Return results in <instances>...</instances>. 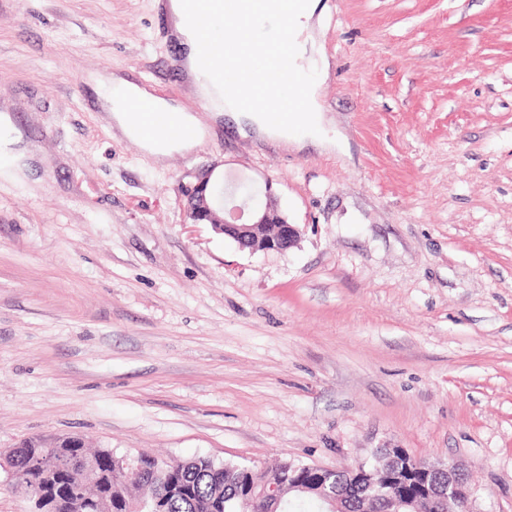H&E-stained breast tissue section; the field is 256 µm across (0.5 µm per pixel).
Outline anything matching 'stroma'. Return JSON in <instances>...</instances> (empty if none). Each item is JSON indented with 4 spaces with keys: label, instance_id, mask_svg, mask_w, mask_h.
I'll list each match as a JSON object with an SVG mask.
<instances>
[{
    "label": "stroma",
    "instance_id": "stroma-1",
    "mask_svg": "<svg viewBox=\"0 0 512 512\" xmlns=\"http://www.w3.org/2000/svg\"><path fill=\"white\" fill-rule=\"evenodd\" d=\"M318 102L348 154L239 137L184 75L164 0H0V451L77 435L119 455L262 470L374 449L454 461L512 512V0H320ZM94 73L209 130L156 164ZM271 188L289 251L185 223Z\"/></svg>",
    "mask_w": 512,
    "mask_h": 512
}]
</instances>
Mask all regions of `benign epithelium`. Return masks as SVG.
<instances>
[{"instance_id":"obj_1","label":"benign epithelium","mask_w":512,"mask_h":512,"mask_svg":"<svg viewBox=\"0 0 512 512\" xmlns=\"http://www.w3.org/2000/svg\"><path fill=\"white\" fill-rule=\"evenodd\" d=\"M212 172L199 174L197 182L187 193L194 197V205L186 209L185 223L208 224L216 233L234 240L239 248L252 253L263 251L286 252L295 247L301 239L298 225L289 222L278 207L272 193V186L266 185V201L260 206L245 209L241 206L226 208L215 206L209 197L213 188ZM379 466L372 468L365 464L336 468H318L322 478L320 497L330 512H345L342 502L351 487H374L378 471L383 472L386 483L393 489L400 488L412 468L423 472L420 501L431 512H472L471 500L474 495L467 473L456 463L422 462L409 455H399L391 448H379L375 452ZM111 473L120 477L131 470H139L136 458L118 456L109 452ZM91 462L86 458L74 459L69 464L76 488L87 501L93 512H112V496L105 497L89 492L94 485L90 478ZM287 488L276 480L265 481L252 488L248 504L255 512H276L284 500Z\"/></svg>"}]
</instances>
